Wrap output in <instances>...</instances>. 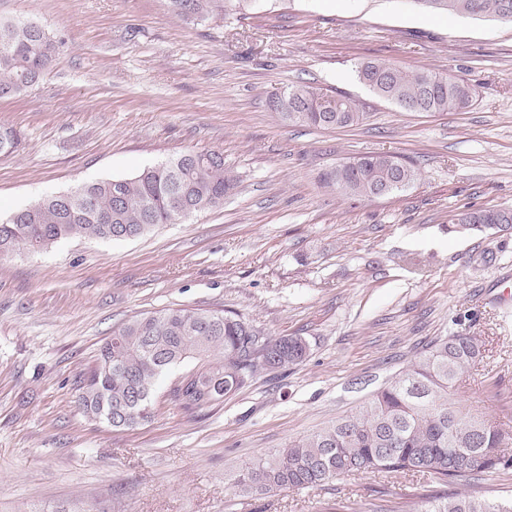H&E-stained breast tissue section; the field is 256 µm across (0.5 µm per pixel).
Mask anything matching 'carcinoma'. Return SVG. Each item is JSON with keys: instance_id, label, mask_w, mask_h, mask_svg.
<instances>
[{"instance_id": "carcinoma-1", "label": "carcinoma", "mask_w": 512, "mask_h": 512, "mask_svg": "<svg viewBox=\"0 0 512 512\" xmlns=\"http://www.w3.org/2000/svg\"><path fill=\"white\" fill-rule=\"evenodd\" d=\"M188 21L243 15L259 0H167ZM434 13L493 16L512 22V0H417ZM62 43L32 20L0 19V98L40 84ZM358 77L378 97L412 112H461L475 90L464 80L427 69L405 71L381 61L358 67ZM270 111L290 123L321 127L358 125L365 113L352 98L297 84L273 93ZM19 133L0 126V154L18 151ZM410 162L378 153L355 156L322 176L336 192L371 198L378 186L396 193L413 184ZM238 177L219 151H188L130 178L97 181L66 201L40 198L0 222V256L42 251L63 240L134 238L180 212L224 206ZM457 228L495 234L512 230V206L451 215ZM307 343L299 336L272 338L243 317L170 307L134 318L100 349L96 366L78 382L77 407L88 419L131 429L151 418L153 396L166 372L191 363L170 389V400L194 414L241 388L258 370L300 363ZM484 343L457 334L432 341L421 357L389 379L358 412L258 457L230 479L233 494L264 495L310 489L344 474L427 473L438 482L468 485L512 467L504 435L483 417L449 402L463 376L483 359ZM421 512H512L507 504L470 495L422 497Z\"/></svg>"}]
</instances>
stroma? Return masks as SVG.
Masks as SVG:
<instances>
[{
  "instance_id": "stroma-1",
  "label": "stroma",
  "mask_w": 512,
  "mask_h": 512,
  "mask_svg": "<svg viewBox=\"0 0 512 512\" xmlns=\"http://www.w3.org/2000/svg\"><path fill=\"white\" fill-rule=\"evenodd\" d=\"M64 47L43 83L0 98L21 136L0 154V215L72 187L218 150L239 178L222 208L135 239H72L0 258V512L80 500L102 512H393L454 494L426 474L355 473L314 489L236 496L256 458L358 411L439 336L480 337L485 357L453 402L512 444V231L450 229L465 208L512 205V22L433 14L417 0H263L244 18L187 22L166 0H0ZM431 69L478 95L462 112H407L356 77L360 62ZM305 82L356 100L338 129L269 112ZM392 154L417 180L382 198L321 176ZM236 313L302 337V363L260 371L194 414L168 397L132 430L79 413L76 383L114 330L169 307Z\"/></svg>"
}]
</instances>
